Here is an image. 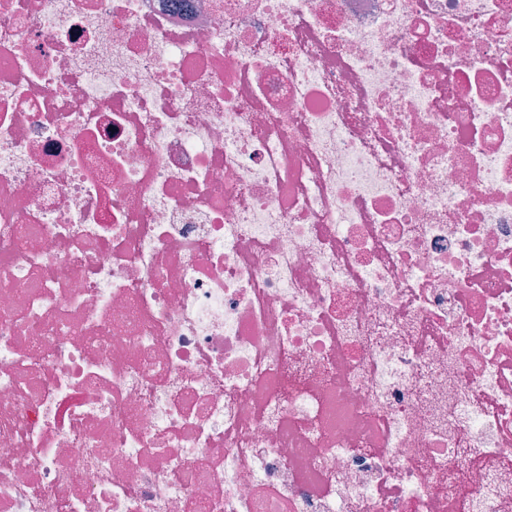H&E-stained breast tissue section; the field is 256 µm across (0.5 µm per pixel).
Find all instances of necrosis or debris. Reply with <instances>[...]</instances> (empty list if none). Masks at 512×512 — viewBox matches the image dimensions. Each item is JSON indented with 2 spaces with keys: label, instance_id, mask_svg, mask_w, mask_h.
<instances>
[{
  "label": "necrosis or debris",
  "instance_id": "4bbe7bcc",
  "mask_svg": "<svg viewBox=\"0 0 512 512\" xmlns=\"http://www.w3.org/2000/svg\"><path fill=\"white\" fill-rule=\"evenodd\" d=\"M0 512H512V0H0Z\"/></svg>",
  "mask_w": 512,
  "mask_h": 512
}]
</instances>
